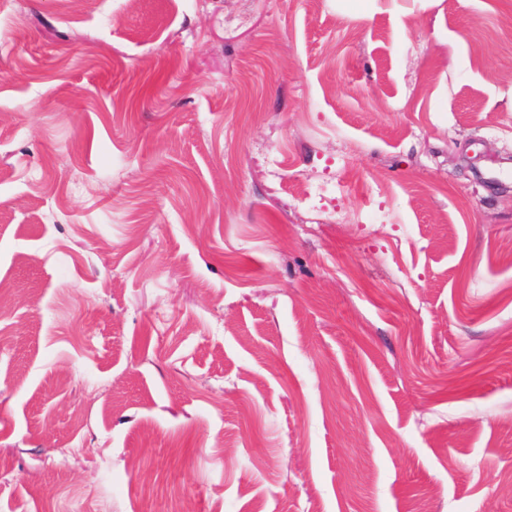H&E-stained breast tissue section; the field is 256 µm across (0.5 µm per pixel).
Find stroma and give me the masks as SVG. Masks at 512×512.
Here are the masks:
<instances>
[{
    "label": "stroma",
    "mask_w": 512,
    "mask_h": 512,
    "mask_svg": "<svg viewBox=\"0 0 512 512\" xmlns=\"http://www.w3.org/2000/svg\"><path fill=\"white\" fill-rule=\"evenodd\" d=\"M512 0H0V512H512Z\"/></svg>",
    "instance_id": "1"
}]
</instances>
